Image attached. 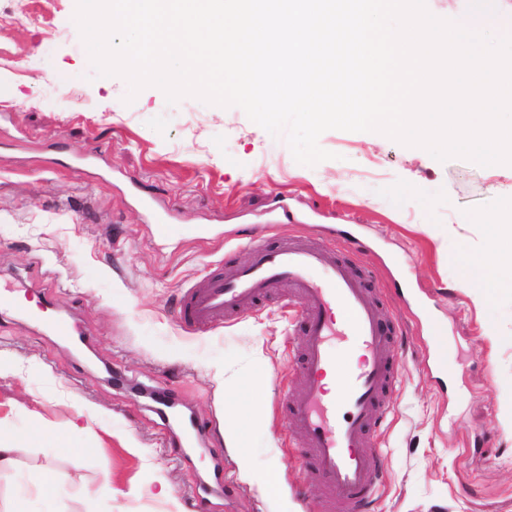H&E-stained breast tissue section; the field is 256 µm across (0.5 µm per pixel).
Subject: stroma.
<instances>
[{
  "instance_id": "obj_1",
  "label": "stroma",
  "mask_w": 512,
  "mask_h": 512,
  "mask_svg": "<svg viewBox=\"0 0 512 512\" xmlns=\"http://www.w3.org/2000/svg\"><path fill=\"white\" fill-rule=\"evenodd\" d=\"M76 0H0V294L51 298L84 341L0 310V430L20 444L0 472V512H49L26 493L44 467L74 477L62 512H196L215 460L223 492L207 512H320L321 486L290 451L277 375L298 359V315L273 293L250 312L185 331L190 285L247 263L254 243L316 235L381 298L399 353L386 426L370 450L385 478L373 512H512V290L476 302L460 288L459 252L484 254L480 218L512 198V169L441 162L375 132L329 130L332 159L296 163L238 107L167 103L97 75L74 20ZM67 77L65 97L46 84ZM93 154L95 171L70 167ZM171 211L158 234L139 197ZM293 214L267 227L274 199ZM426 292L429 323L390 296L393 278ZM454 378L422 361L435 331ZM140 385L174 397L205 426L190 450ZM261 402L264 424L244 469L229 412ZM62 445L40 443V430ZM277 467L284 495L254 472ZM109 491L98 493L101 483ZM164 483L167 491L139 494Z\"/></svg>"
}]
</instances>
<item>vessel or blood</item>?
I'll list each match as a JSON object with an SVG mask.
<instances>
[{
    "label": "vessel or blood",
    "mask_w": 512,
    "mask_h": 512,
    "mask_svg": "<svg viewBox=\"0 0 512 512\" xmlns=\"http://www.w3.org/2000/svg\"><path fill=\"white\" fill-rule=\"evenodd\" d=\"M284 285L301 308L302 360L294 370L300 391L285 400L289 430L321 480L322 512H366L381 475L364 449L389 414L387 394L398 376L392 338L366 280L327 245L291 235L273 249L255 245L248 264L188 287L179 320L192 331L209 328ZM338 335L364 359L346 371L336 398L323 379L336 363Z\"/></svg>",
    "instance_id": "b4317fda"
}]
</instances>
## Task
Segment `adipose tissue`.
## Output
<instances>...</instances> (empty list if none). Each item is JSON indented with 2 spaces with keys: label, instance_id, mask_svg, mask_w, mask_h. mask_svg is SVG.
<instances>
[{
  "label": "adipose tissue",
  "instance_id": "ef3b65f1",
  "mask_svg": "<svg viewBox=\"0 0 512 512\" xmlns=\"http://www.w3.org/2000/svg\"><path fill=\"white\" fill-rule=\"evenodd\" d=\"M483 222L492 234L489 251L480 258L468 254L460 258L459 285L478 300L512 288V199L484 216Z\"/></svg>",
  "mask_w": 512,
  "mask_h": 512
}]
</instances>
